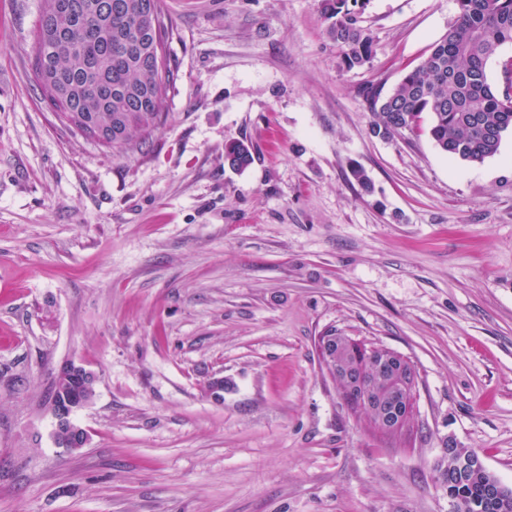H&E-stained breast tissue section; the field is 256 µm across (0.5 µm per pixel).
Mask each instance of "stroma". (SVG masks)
Returning a JSON list of instances; mask_svg holds the SVG:
<instances>
[{"instance_id": "obj_1", "label": "stroma", "mask_w": 512, "mask_h": 512, "mask_svg": "<svg viewBox=\"0 0 512 512\" xmlns=\"http://www.w3.org/2000/svg\"><path fill=\"white\" fill-rule=\"evenodd\" d=\"M44 7L0 0V512H450L447 446L512 488V133L472 164L373 134L364 96L456 0H367L351 70L317 0H163L166 118L125 155L51 106ZM331 330L414 365L397 444L345 405ZM68 361L96 375L76 452L50 406ZM224 161L234 169H246L253 162L250 146L243 141H234L226 144L224 147Z\"/></svg>"}]
</instances>
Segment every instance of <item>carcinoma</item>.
Segmentation results:
<instances>
[{
    "mask_svg": "<svg viewBox=\"0 0 512 512\" xmlns=\"http://www.w3.org/2000/svg\"><path fill=\"white\" fill-rule=\"evenodd\" d=\"M458 14L421 64L405 72L388 93L368 92L373 133L400 135L427 121L442 152L470 163L494 156L512 132V60L494 86L488 64L512 44V0H456ZM365 0H318L328 38L342 49L349 69L373 60V38L359 24L355 7ZM172 30L162 0H46L36 32L34 65L47 96L67 125L124 121L126 136L112 140L119 153L139 150L165 118L171 70L164 48ZM224 161L244 170L253 162L249 145L224 147ZM343 360L371 376L373 355L363 342L343 347ZM448 462V497L456 512H512L493 506L487 471L468 469L458 478Z\"/></svg>",
    "mask_w": 512,
    "mask_h": 512,
    "instance_id": "carcinoma-1",
    "label": "carcinoma"
}]
</instances>
